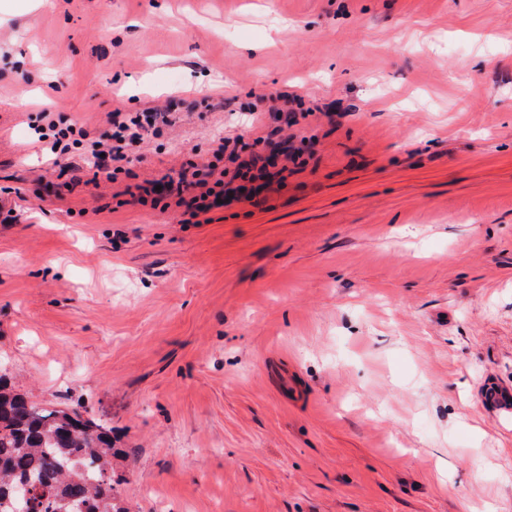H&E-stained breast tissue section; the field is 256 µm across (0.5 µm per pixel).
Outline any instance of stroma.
I'll list each match as a JSON object with an SVG mask.
<instances>
[{"label":"stroma","instance_id":"stroma-1","mask_svg":"<svg viewBox=\"0 0 512 512\" xmlns=\"http://www.w3.org/2000/svg\"><path fill=\"white\" fill-rule=\"evenodd\" d=\"M180 119L68 188L41 110ZM297 158L185 224L125 190ZM0 376L131 512H512V0H0Z\"/></svg>","mask_w":512,"mask_h":512}]
</instances>
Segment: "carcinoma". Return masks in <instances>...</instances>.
Masks as SVG:
<instances>
[{"mask_svg":"<svg viewBox=\"0 0 512 512\" xmlns=\"http://www.w3.org/2000/svg\"><path fill=\"white\" fill-rule=\"evenodd\" d=\"M111 428L40 407L0 378V512H128Z\"/></svg>","mask_w":512,"mask_h":512,"instance_id":"cac0c4a2","label":"carcinoma"}]
</instances>
